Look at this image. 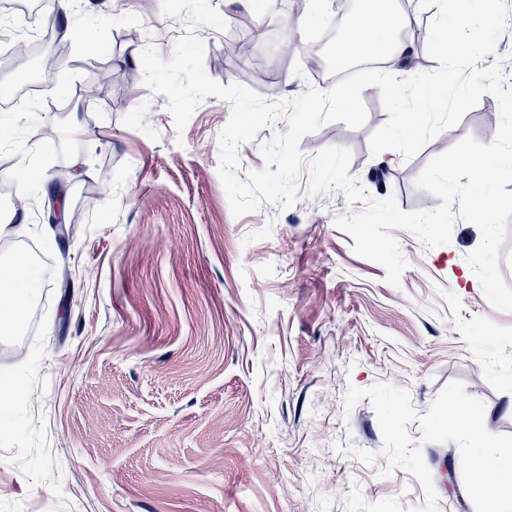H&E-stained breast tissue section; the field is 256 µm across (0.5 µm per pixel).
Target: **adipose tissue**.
<instances>
[{
  "label": "adipose tissue",
  "mask_w": 512,
  "mask_h": 512,
  "mask_svg": "<svg viewBox=\"0 0 512 512\" xmlns=\"http://www.w3.org/2000/svg\"><path fill=\"white\" fill-rule=\"evenodd\" d=\"M409 21L404 12L385 10L374 14L368 11L356 16L352 27L346 32L336 46L337 61H345L355 52L363 31H371L372 44L383 53L386 66L385 76L395 83L405 81L404 65L416 48L414 44L398 38V31ZM34 275L23 263L16 262L9 266H0V320L17 323L22 321L28 311Z\"/></svg>",
  "instance_id": "adipose-tissue-1"
}]
</instances>
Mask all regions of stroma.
<instances>
[{"label":"stroma","mask_w":512,"mask_h":512,"mask_svg":"<svg viewBox=\"0 0 512 512\" xmlns=\"http://www.w3.org/2000/svg\"><path fill=\"white\" fill-rule=\"evenodd\" d=\"M209 2L223 19L246 11L263 27L252 57L280 98L312 86L307 59L283 64L278 39L288 26L298 43L320 41L332 0H309L294 21L274 0ZM41 17L25 14L38 57L20 67L0 57V89L28 83L53 52L38 39ZM68 25L87 30L95 50L71 42L69 66L0 111V173L14 181L29 165L41 177L14 216L51 268L32 295L25 356L0 334V377L26 394L0 417V512H420L422 487L389 468L369 399L345 410L351 385L408 390L423 415L458 381L484 402L488 431L512 435V312L489 302L466 261L480 242L475 225L456 221L450 242L434 248L394 230L409 263L395 287L334 223L361 203L339 191L309 196L308 175L292 207L234 217L218 175L230 103L207 97L180 132L165 95L141 81L135 96L120 89L141 74L144 48L170 59L185 18L165 16L162 0H78L56 22ZM196 34L206 74L235 83L224 33ZM89 85L100 98L83 97ZM362 98L364 126L324 124L300 149H349L350 175L406 212L441 203L416 185L431 158L497 133L488 117L499 105L486 94L413 158L374 156L369 139L388 115L378 87ZM75 120L81 131H70ZM38 125L55 139H39ZM55 186L62 242L46 209ZM421 451L438 512H472L462 476L443 477L457 445Z\"/></svg>","instance_id":"1"}]
</instances>
